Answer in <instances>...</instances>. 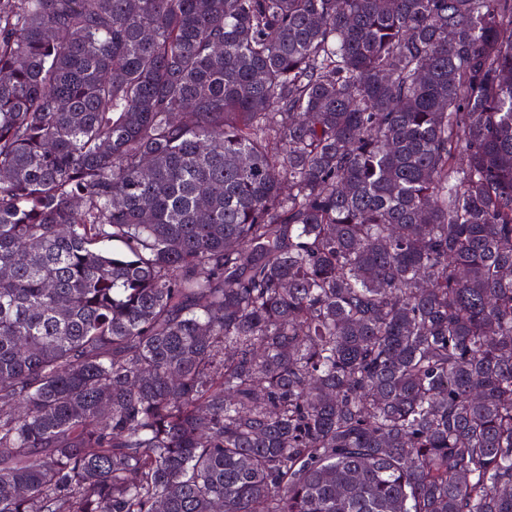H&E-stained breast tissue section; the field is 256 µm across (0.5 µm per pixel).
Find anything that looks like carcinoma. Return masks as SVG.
<instances>
[{
    "mask_svg": "<svg viewBox=\"0 0 512 512\" xmlns=\"http://www.w3.org/2000/svg\"><path fill=\"white\" fill-rule=\"evenodd\" d=\"M0 512H512V0H0Z\"/></svg>",
    "mask_w": 512,
    "mask_h": 512,
    "instance_id": "1",
    "label": "carcinoma"
}]
</instances>
